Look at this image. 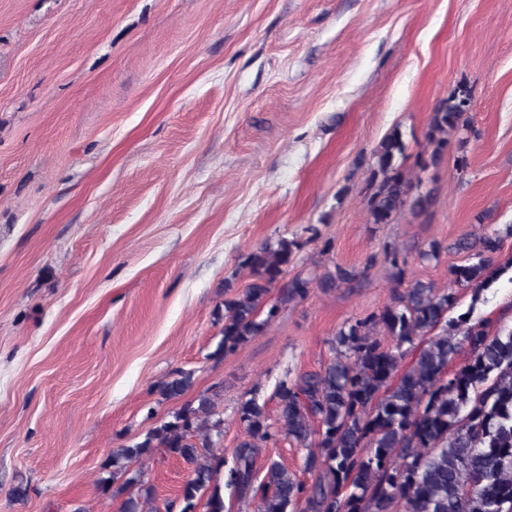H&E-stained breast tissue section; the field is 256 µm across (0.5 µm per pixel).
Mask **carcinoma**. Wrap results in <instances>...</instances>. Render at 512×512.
Returning <instances> with one entry per match:
<instances>
[{
    "label": "carcinoma",
    "mask_w": 512,
    "mask_h": 512,
    "mask_svg": "<svg viewBox=\"0 0 512 512\" xmlns=\"http://www.w3.org/2000/svg\"><path fill=\"white\" fill-rule=\"evenodd\" d=\"M470 96L460 88L439 101L417 165L442 163L451 133L468 129ZM405 144L399 131L373 152L366 205L373 224L404 213L418 217L431 204L422 180L402 170ZM501 234L493 230L456 244L469 263L450 268L452 283L473 290V301L495 280L494 254ZM303 243L280 237L241 258L251 281L241 291L225 284L223 356L262 333L288 306L304 300L310 280L287 278ZM364 272L325 269L322 288H339ZM457 304L451 288L417 281L383 310L344 324L331 342L334 357L317 371L280 381L279 415L271 423L256 399L244 401L239 420L245 437L232 461L213 464L224 436L218 411L223 387H211L197 403L149 429L128 446L113 449L102 465L108 476L99 492L124 496L120 512H160L152 487L131 466L162 448L192 465L180 501L165 504L195 512L207 494L209 512H224L222 489L257 504V512H512V327L490 331L491 321H471V312L450 316ZM392 341L385 346L380 337ZM193 372L178 370L156 385L165 400L180 397ZM289 439L307 449L305 482L280 461H256L269 442ZM138 487L135 494L130 489Z\"/></svg>",
    "instance_id": "carcinoma-1"
}]
</instances>
